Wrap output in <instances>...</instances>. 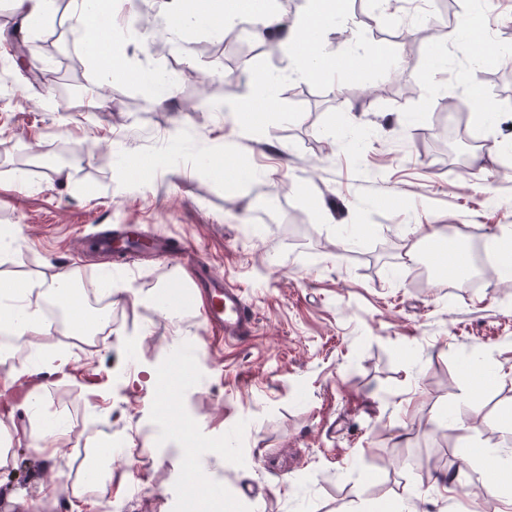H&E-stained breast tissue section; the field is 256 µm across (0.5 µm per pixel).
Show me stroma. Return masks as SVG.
Returning a JSON list of instances; mask_svg holds the SVG:
<instances>
[{"label": "stroma", "instance_id": "obj_1", "mask_svg": "<svg viewBox=\"0 0 512 512\" xmlns=\"http://www.w3.org/2000/svg\"><path fill=\"white\" fill-rule=\"evenodd\" d=\"M458 4L347 0L323 41L337 69L310 78L285 55L240 65L199 54L211 28L182 36L166 24L169 0H118L112 25L87 28L86 39L121 51L126 71L106 83L68 24L74 0L35 31L22 28L14 0H0V235L15 241L0 279L67 271L119 288L111 302L87 301L110 314L103 338L59 318L37 344L0 339V379L74 358L68 380L40 374L38 408L15 410L11 444L30 465L0 472V512H24L18 487L43 512H67L64 477L106 434L112 481L95 491L98 512L117 498L125 512H183V460L131 381L136 368L174 359L195 371L179 402L201 474L239 512L257 500L264 512H372L386 498L405 512H500L512 499V482L481 454L512 456L501 421L512 411V280L496 272L465 287L445 269L423 280L414 271L426 256H407L410 243L427 248L431 225L457 227L454 243L468 251L512 226V167L497 149L512 138V58L492 63L497 81L472 95L475 54L512 51V0H496L483 28L452 42L472 8ZM11 31L30 48L28 67L9 54ZM159 38L169 55L153 52ZM367 51L373 61L353 65ZM146 68L175 69L172 92L144 88L135 73ZM239 68L245 89L235 92ZM271 69L281 84L243 129L237 112ZM47 70L54 81H37ZM449 94L469 109L467 129L449 123ZM224 163L246 167V183L225 180ZM123 224L187 239L243 289L253 334L207 329L179 259L116 270L92 241ZM170 288L188 295L177 318L163 307ZM118 337L134 338V350L118 352ZM55 420L70 435L65 453L45 460L32 433ZM141 425L153 449L122 447ZM215 439L224 456L211 455Z\"/></svg>", "mask_w": 512, "mask_h": 512}]
</instances>
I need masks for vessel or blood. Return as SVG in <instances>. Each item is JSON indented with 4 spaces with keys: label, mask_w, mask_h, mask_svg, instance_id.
Here are the masks:
<instances>
[{
    "label": "vessel or blood",
    "mask_w": 512,
    "mask_h": 512,
    "mask_svg": "<svg viewBox=\"0 0 512 512\" xmlns=\"http://www.w3.org/2000/svg\"><path fill=\"white\" fill-rule=\"evenodd\" d=\"M96 244L124 265L130 264L143 250L152 251L162 258L176 253L190 256L194 284L208 300L203 311L205 324L223 331L228 339H238L253 333V318L242 290L224 284L208 261L193 256L188 244L172 243L170 237L163 235L145 236L135 224L125 225L116 231L102 229L96 238Z\"/></svg>",
    "instance_id": "obj_1"
}]
</instances>
